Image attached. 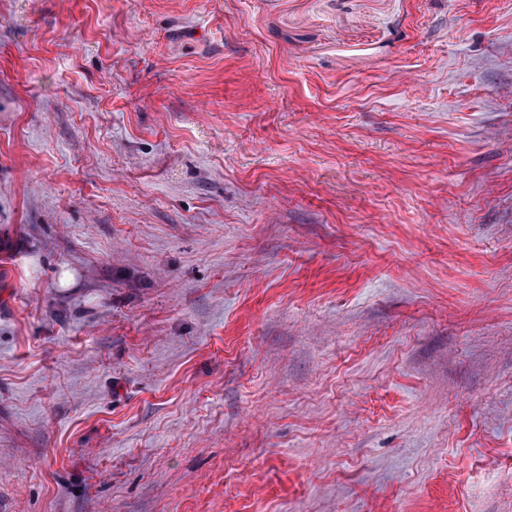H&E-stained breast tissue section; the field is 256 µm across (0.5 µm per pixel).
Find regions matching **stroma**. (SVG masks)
<instances>
[{"label":"stroma","instance_id":"stroma-1","mask_svg":"<svg viewBox=\"0 0 512 512\" xmlns=\"http://www.w3.org/2000/svg\"><path fill=\"white\" fill-rule=\"evenodd\" d=\"M0 512H512V0H0Z\"/></svg>","mask_w":512,"mask_h":512}]
</instances>
